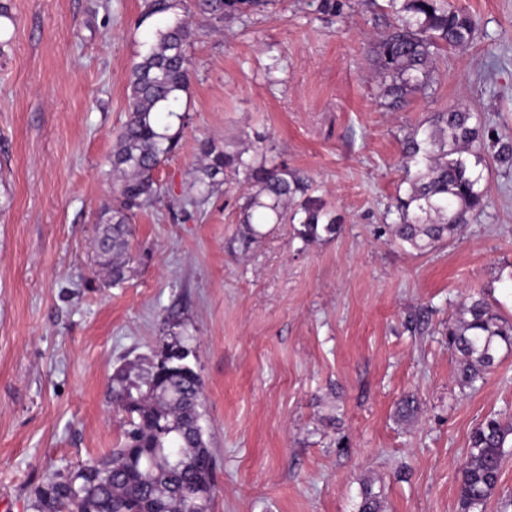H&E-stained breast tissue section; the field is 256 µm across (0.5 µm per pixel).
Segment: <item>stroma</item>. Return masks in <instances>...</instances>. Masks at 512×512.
Masks as SVG:
<instances>
[{
    "mask_svg": "<svg viewBox=\"0 0 512 512\" xmlns=\"http://www.w3.org/2000/svg\"><path fill=\"white\" fill-rule=\"evenodd\" d=\"M0 512H30L53 472L107 455L125 430L114 368L147 369L165 344L196 353L211 512H460L472 430L512 418V349L461 388L446 329L473 293L512 316V0H449L478 21L437 57L426 93L385 105L370 42L385 0H280L220 29L195 27L191 123L159 169L162 193L134 219L129 278L96 272V216L130 66L152 33L143 0H0ZM479 113L487 207L420 253L399 245L389 206L406 185L405 138L437 112ZM266 153L336 211L333 239L288 224L239 234L246 186L227 182L185 218L200 141ZM418 411L405 421L400 399Z\"/></svg>",
    "mask_w": 512,
    "mask_h": 512,
    "instance_id": "stroma-1",
    "label": "stroma"
}]
</instances>
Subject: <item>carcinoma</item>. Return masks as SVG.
<instances>
[{"instance_id":"cac0c4a2","label":"carcinoma","mask_w":512,"mask_h":512,"mask_svg":"<svg viewBox=\"0 0 512 512\" xmlns=\"http://www.w3.org/2000/svg\"><path fill=\"white\" fill-rule=\"evenodd\" d=\"M272 0H144L141 20L156 25L132 64L127 81V117L116 133L110 162L118 184L112 203L98 216V263L112 284L126 278L131 263L132 219L156 201L157 174L179 145L188 125L181 108L192 76L189 54L193 28L180 17L192 14L214 28L249 12H264ZM394 24L373 43L382 96L396 105L430 87L436 54L473 40L477 23L448 0H388ZM484 137L481 117L456 107L434 113L403 146L404 182L395 197L399 221L389 225L399 244L424 252L454 237L471 214L486 206L481 154L473 144ZM186 205L199 210L228 177L243 174L241 237L253 241L263 224H291L304 243L341 230L326 203L308 194L304 179L284 162L263 154L230 153L216 140L200 144ZM494 158L512 167V141L495 143ZM512 349V321L499 301L472 294L448 322V348L458 358L462 387L478 389L498 362L501 346ZM192 348L177 341L168 362L136 373L116 368L108 385L115 409L128 428L121 447L102 460L58 473L37 486L33 512H209L215 461L202 425L203 380L190 361ZM512 446V421L486 417L474 428L462 469L460 512H484L495 491L504 449ZM360 512H382L381 501L364 487Z\"/></svg>"}]
</instances>
